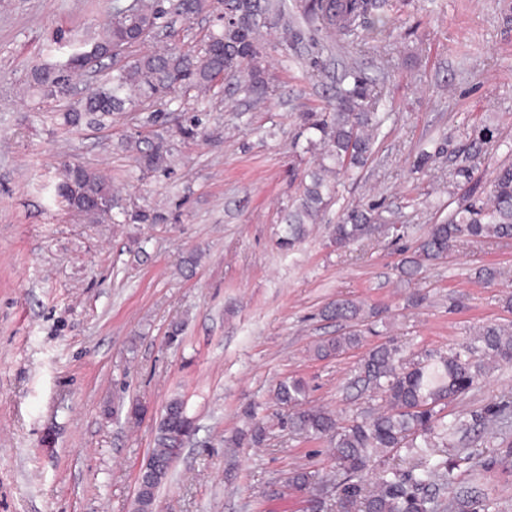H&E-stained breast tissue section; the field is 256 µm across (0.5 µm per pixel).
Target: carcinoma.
<instances>
[{"label": "carcinoma", "instance_id": "cac0c4a2", "mask_svg": "<svg viewBox=\"0 0 512 512\" xmlns=\"http://www.w3.org/2000/svg\"><path fill=\"white\" fill-rule=\"evenodd\" d=\"M233 13V29L210 36L213 47L200 58L169 50L144 54L112 70L108 84L86 98L82 109L69 112L65 122L76 125L101 123L114 112L135 108L141 98L163 99L181 89L207 90L215 76L233 69L240 73L238 88L262 99L268 80L260 65L262 28L280 27L283 42L295 43L301 31L285 19L281 9L260 0H227ZM380 0H308L307 20L327 33L368 31L374 25V11ZM210 8L209 0H132L116 8L93 42L97 61L113 58L142 42L157 28V20L169 13L189 21ZM81 50L70 54L58 70L37 66L31 73L33 88L45 97L60 93L61 71L84 70ZM380 95L374 80L352 64L336 76L335 102L317 115L305 117L309 143L319 147V156L308 182L285 215L280 245L288 249L301 242L312 225L318 223L341 175L366 165L373 153L375 137L384 122L378 112ZM140 161L149 168L167 165L169 148L162 139L144 141ZM452 180L463 188L448 218L431 224L418 241L402 270L416 274L427 264L447 258L455 243L463 238L475 241L512 240V165L499 167L489 192L474 181L473 169L459 165ZM56 194L67 205L89 218L112 213V191L97 173L80 165L64 166ZM488 197H483V194ZM376 207L352 208L334 226L331 242L346 248L362 240L370 228L382 229L398 238L401 228L379 223ZM326 317L342 323L346 331L322 339L315 347L321 358L338 356L363 343L365 322L362 307L340 299L326 309ZM512 364V324L482 326L465 345L444 355L427 354L406 360L393 343L370 349L360 364L357 381L370 388L384 402L383 409L367 410L339 425L336 416L323 408L306 406L307 386L300 379L280 381L275 389L276 404L287 410L280 421L292 434L310 440L325 439L336 462V476L313 481L312 475L295 470L288 485L309 493V512H499V502L479 484V474L471 483L457 481L458 460L448 458L444 448L458 433L486 430L498 422L506 401L469 419L443 415L448 403L467 394L490 366ZM193 421L184 402L174 397L165 407L154 436V448L145 463L148 479L135 490L133 512H156L160 486L167 479L176 449L183 448L193 434ZM269 427L251 419L238 441L262 446ZM410 454L405 469L385 466V461L401 450Z\"/></svg>", "mask_w": 512, "mask_h": 512}]
</instances>
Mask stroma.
Returning a JSON list of instances; mask_svg holds the SVG:
<instances>
[{"instance_id":"obj_1","label":"stroma","mask_w":512,"mask_h":512,"mask_svg":"<svg viewBox=\"0 0 512 512\" xmlns=\"http://www.w3.org/2000/svg\"><path fill=\"white\" fill-rule=\"evenodd\" d=\"M271 2L302 39L286 46L278 29H262V101L228 75L203 94L66 127L62 113L135 55L202 56L223 4L72 75L57 99L30 89L31 70L62 63L129 0H0V512H132L136 475L175 396L197 430L158 492L159 512H305L306 493L286 479L333 473L326 441L275 426L262 447L230 444L247 411L277 412L278 381L303 379L310 403L346 420L381 404L353 384L366 347L390 340L409 357L444 353L484 325L512 322V240L461 241L416 276L401 272L427 225L447 217L455 167L470 164L486 189L512 163V0H388L368 36L344 39L314 31L302 0ZM346 63L377 79L391 118L321 223L285 251L283 216L316 160L302 115L324 106ZM193 116L199 135L183 139L177 125ZM158 137L168 163L145 168L132 144ZM438 142L444 153L418 168ZM67 163L105 174L118 208L162 222H94L69 210L53 194ZM371 203L406 225L405 236L378 232L336 249L333 224ZM482 268L499 278L480 280ZM339 298L376 312L378 333L321 359L316 343L343 331L323 315ZM506 396L512 364L487 371L445 412L468 416ZM136 405L144 413L134 420ZM510 440L512 408L454 440L471 454L461 480L495 458L482 483L503 512H512V456L501 454Z\"/></svg>"}]
</instances>
